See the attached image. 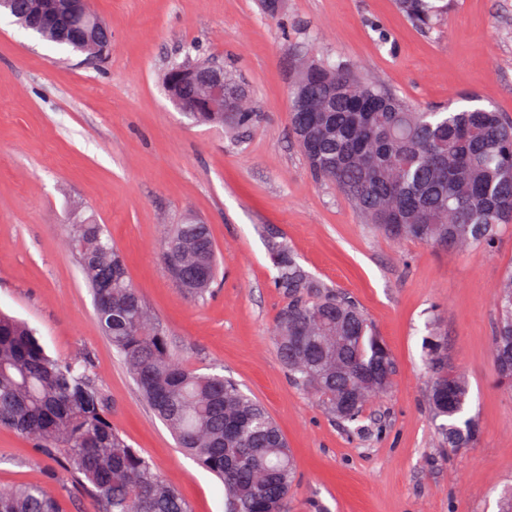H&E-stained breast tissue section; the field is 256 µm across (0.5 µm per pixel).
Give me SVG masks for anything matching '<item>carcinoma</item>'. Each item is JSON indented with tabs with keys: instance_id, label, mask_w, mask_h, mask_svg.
<instances>
[{
	"instance_id": "1",
	"label": "carcinoma",
	"mask_w": 512,
	"mask_h": 512,
	"mask_svg": "<svg viewBox=\"0 0 512 512\" xmlns=\"http://www.w3.org/2000/svg\"><path fill=\"white\" fill-rule=\"evenodd\" d=\"M409 21L429 31L431 0H399ZM336 103L326 112L291 113L294 135L315 179L328 181L392 237L450 251L491 248L512 224V122L485 108L418 111L368 81L352 66H331ZM323 65L300 82L325 94ZM256 112H202L240 135ZM70 242L90 287L102 333L126 364L141 394L170 428L177 446L224 486L225 512H291L295 465L266 409L238 383L174 361L170 343L149 325L106 225L76 215ZM168 276L193 296L210 288L216 248L206 224H177L162 251ZM271 279L288 297L276 341L292 381L344 430L368 432L365 411L392 384L393 360L365 314L346 293L307 271L286 246L276 248ZM492 352L499 384L512 391V270L497 288ZM425 337L427 402L450 448L477 443L464 417L465 377L448 368L447 348L431 319ZM0 426L35 441L61 478L89 499L92 512H191L152 460L131 447L107 417V403L85 355L50 356L36 330L0 310ZM0 512H62L48 486L0 489Z\"/></svg>"
}]
</instances>
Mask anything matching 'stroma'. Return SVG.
I'll list each match as a JSON object with an SVG mask.
<instances>
[{"instance_id": "1", "label": "stroma", "mask_w": 512, "mask_h": 512, "mask_svg": "<svg viewBox=\"0 0 512 512\" xmlns=\"http://www.w3.org/2000/svg\"><path fill=\"white\" fill-rule=\"evenodd\" d=\"M434 30L396 0H92L112 34L91 57L0 15V310L36 328L47 353L89 357L108 416L192 512H224L217 478L175 445L104 337L68 243L73 210L107 225L172 352L240 383L293 450V512H498L512 485V394L497 379L495 291L512 268V225L492 250L460 254L365 223L314 180L294 139L291 91L309 62L354 65L415 107L475 96L512 121V0H434ZM248 88L258 123L236 135L183 115L163 74L197 56ZM193 218L220 261L205 299L166 274L161 246ZM351 296L395 361L366 438L342 431L289 379L274 342L288 303L270 278L277 246ZM439 317L448 365L470 386L472 447H441L427 404L425 324ZM55 464L0 428V488L49 481Z\"/></svg>"}]
</instances>
